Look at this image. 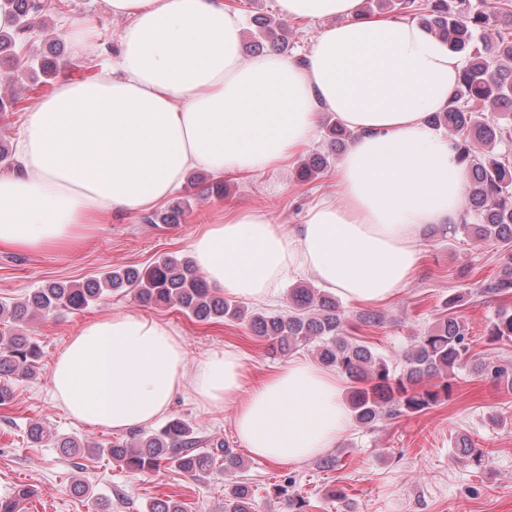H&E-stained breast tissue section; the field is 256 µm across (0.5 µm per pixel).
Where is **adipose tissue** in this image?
I'll return each instance as SVG.
<instances>
[{"instance_id": "ef3b65f1", "label": "adipose tissue", "mask_w": 512, "mask_h": 512, "mask_svg": "<svg viewBox=\"0 0 512 512\" xmlns=\"http://www.w3.org/2000/svg\"><path fill=\"white\" fill-rule=\"evenodd\" d=\"M277 2L297 19L343 22L299 65L243 59L241 17L224 0H108L129 20L119 51L96 79L63 82L31 112L18 171L0 174V250H75L114 214L166 200L196 168L280 167L331 112L356 134L335 196L295 226L227 209L190 253L212 287L256 304L298 274L359 304L395 297L416 271L424 227L462 215L464 169L427 122L447 105L460 58L417 22L363 14V0ZM49 385L71 418L115 431L152 425L189 394L202 410H232L244 447L275 464L324 453L353 423L335 371L298 358L253 384L240 352L190 356L174 327L133 312L80 327Z\"/></svg>"}]
</instances>
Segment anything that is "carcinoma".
I'll list each match as a JSON object with an SVG mask.
<instances>
[{
  "instance_id": "1",
  "label": "carcinoma",
  "mask_w": 512,
  "mask_h": 512,
  "mask_svg": "<svg viewBox=\"0 0 512 512\" xmlns=\"http://www.w3.org/2000/svg\"><path fill=\"white\" fill-rule=\"evenodd\" d=\"M51 9L43 0H4L0 5V65L12 63L15 47L33 20ZM368 13L385 12L395 18L418 20L431 33L461 54L462 68L448 105L430 115L431 124L448 130L452 146L466 172V191L461 222L453 232L472 241L493 242L503 248L500 270L483 284V292L512 298V157L495 152L496 146H512V4L503 0L488 6L484 0H365ZM270 20H256L253 45L284 53L285 39L273 37ZM332 145H343L351 133L338 120L325 122ZM328 164L315 154L297 170L310 181ZM181 204L148 217L150 224H177ZM114 292L134 296L142 303L174 308L198 322H218L229 317L247 319L253 333L283 355L310 344L322 366L333 369L349 383L347 404L354 421L373 427L384 418L424 414L452 396L458 372L512 390V365L486 360L472 352L465 324L455 315L464 296L445 302L448 316L412 338L399 362L393 363L351 333L352 326L338 299L328 292L298 286L289 289L288 311L247 312L208 286L188 255H164L141 270H113L85 285L51 283L33 289L23 300L0 302V320L10 324L11 334L0 336V406L11 403L12 381L35 374L42 366L43 351L23 334L33 317L59 310H81ZM488 341L512 343V303L500 305L487 326ZM455 449L478 467L489 459L461 435ZM63 448H88L93 455L109 457L133 472H151L169 466L193 478L203 479L243 467L244 460L217 442L200 447L194 427L180 417L170 418L156 431L140 432L131 441L85 444L60 442ZM284 512H308L309 501L279 485ZM28 488L0 500V512H18L20 502L31 496ZM148 512H186L183 503L169 497L149 503ZM224 512H255L248 487L224 486Z\"/></svg>"
}]
</instances>
